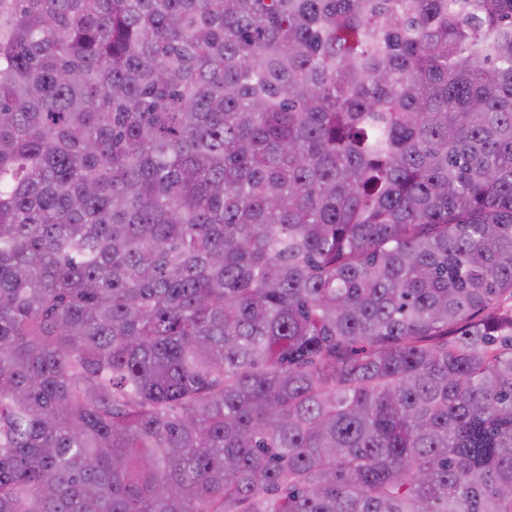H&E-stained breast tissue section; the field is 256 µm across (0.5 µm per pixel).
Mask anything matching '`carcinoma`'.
<instances>
[{
    "instance_id": "carcinoma-1",
    "label": "carcinoma",
    "mask_w": 512,
    "mask_h": 512,
    "mask_svg": "<svg viewBox=\"0 0 512 512\" xmlns=\"http://www.w3.org/2000/svg\"><path fill=\"white\" fill-rule=\"evenodd\" d=\"M0 512H512V0H0Z\"/></svg>"
}]
</instances>
